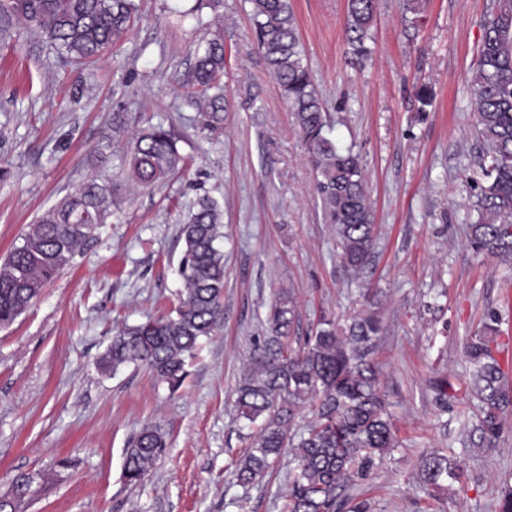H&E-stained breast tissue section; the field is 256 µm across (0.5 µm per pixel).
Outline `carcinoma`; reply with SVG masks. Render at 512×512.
Instances as JSON below:
<instances>
[{"label":"carcinoma","mask_w":512,"mask_h":512,"mask_svg":"<svg viewBox=\"0 0 512 512\" xmlns=\"http://www.w3.org/2000/svg\"><path fill=\"white\" fill-rule=\"evenodd\" d=\"M259 51L275 88L293 112L314 172L316 198L324 220L334 228L337 255L350 276L362 273L376 243V224L364 168L358 155L340 149L327 136L324 103L317 90L297 33L289 0H248ZM222 0H197L190 11L204 30L196 44L195 65L187 80L199 111L200 130L211 135L223 127L224 31L211 29L202 10H216ZM376 0H348L347 31L352 53L369 54ZM135 0H0V31L21 19L63 57L93 62L112 50L137 18ZM476 111L474 134L482 146L484 181L476 186L477 219L468 224V242L512 265V0H495L485 22L471 81ZM182 163L172 133L157 126L134 141L130 167L136 182L148 187ZM112 184L90 178L46 211L0 262V326H8L39 296L44 285L67 266L89 238L90 226L105 224L116 205ZM223 207L209 196L195 203L181 227L184 251L179 274L185 294L175 315L121 329L100 356L103 372L145 365L156 380L177 391L200 341L224 322ZM298 321L291 291H281L266 312L268 335L254 343L237 385L239 419L254 428L249 451L236 464L243 486L265 479L283 454L291 456L286 512H370L371 505L349 494L357 480L384 463L399 447L387 395L374 359L381 331L372 314L357 315L343 330L322 320L303 344L288 352L283 340ZM497 317L492 315L470 337L465 355L473 366L464 393L475 398L482 414L480 438L492 446L501 436L503 415L512 406V386L505 380L496 353ZM310 407L312 420L297 427L300 409ZM162 428L148 425L134 432L124 449L123 477L143 482L165 456ZM423 482L441 489L461 478L457 462L440 452L418 462ZM46 480L34 484L13 477L21 510Z\"/></svg>","instance_id":"cac0c4a2"}]
</instances>
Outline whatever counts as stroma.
Here are the masks:
<instances>
[{"label":"stroma","instance_id":"35a3bbf8","mask_svg":"<svg viewBox=\"0 0 512 512\" xmlns=\"http://www.w3.org/2000/svg\"><path fill=\"white\" fill-rule=\"evenodd\" d=\"M195 0H137L139 19L113 51L75 65L22 26L0 37V258L39 217L90 177L112 182L118 206L30 307L0 328V490L21 472L51 479L27 512H283L288 479L243 488L247 450L236 386L265 314L284 289L298 304V347L320 319L375 312V360L399 448L352 492L372 512H495L512 482V414L494 447L462 445L465 400L440 411L436 378L459 387L468 336L500 319L499 355L512 376V267L468 245L465 219L479 176L470 84L493 0H378L370 54L355 61L348 0H290L330 135L359 155L378 236L363 279L344 273L313 193L293 114L258 52L250 9L223 0L230 107L203 139L180 81L200 37L177 12ZM433 92L420 111L417 88ZM171 130L185 163L152 187L134 185V138ZM224 206V323L202 340L177 392L143 366L101 373L120 329L168 315L183 293L181 225L196 201ZM146 425L168 448L143 484H126L123 453ZM452 451L466 478L431 498L421 455ZM75 464L54 476L59 458Z\"/></svg>","mask_w":512,"mask_h":512}]
</instances>
